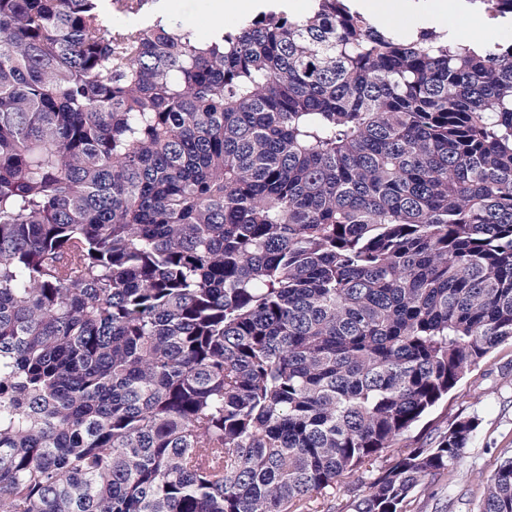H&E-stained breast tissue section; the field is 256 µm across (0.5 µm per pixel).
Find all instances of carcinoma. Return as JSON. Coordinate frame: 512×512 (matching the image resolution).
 Listing matches in <instances>:
<instances>
[{
    "label": "carcinoma",
    "instance_id": "1",
    "mask_svg": "<svg viewBox=\"0 0 512 512\" xmlns=\"http://www.w3.org/2000/svg\"><path fill=\"white\" fill-rule=\"evenodd\" d=\"M147 3L0 0V512H308L377 459L347 512H427L478 421L396 443L512 341V41ZM211 0H160L162 10L169 17L187 22L193 28L205 32V22L211 16Z\"/></svg>",
    "mask_w": 512,
    "mask_h": 512
}]
</instances>
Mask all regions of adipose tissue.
<instances>
[{"label": "adipose tissue", "mask_w": 512, "mask_h": 512, "mask_svg": "<svg viewBox=\"0 0 512 512\" xmlns=\"http://www.w3.org/2000/svg\"><path fill=\"white\" fill-rule=\"evenodd\" d=\"M359 8L364 15L391 29L418 13L441 27L452 28L461 11L460 0H360Z\"/></svg>", "instance_id": "1"}]
</instances>
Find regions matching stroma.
Segmentation results:
<instances>
[{"instance_id": "obj_1", "label": "stroma", "mask_w": 512, "mask_h": 512, "mask_svg": "<svg viewBox=\"0 0 512 512\" xmlns=\"http://www.w3.org/2000/svg\"><path fill=\"white\" fill-rule=\"evenodd\" d=\"M474 415L480 425L448 490L449 512H476L480 483L504 449L512 448V343L489 352L466 373L447 398L421 419L403 441L425 442L429 427L456 415Z\"/></svg>"}]
</instances>
